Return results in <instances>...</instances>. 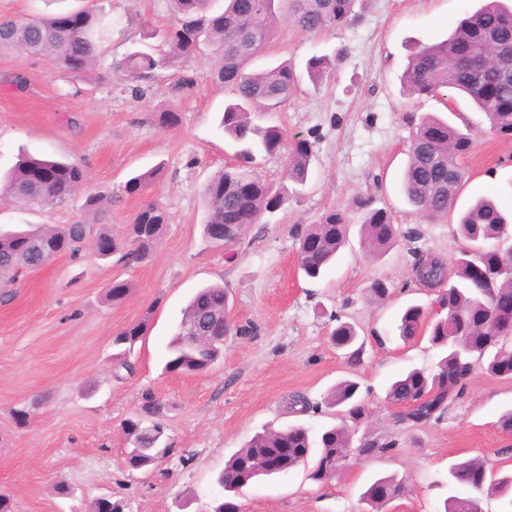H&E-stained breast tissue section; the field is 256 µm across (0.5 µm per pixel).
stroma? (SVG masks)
<instances>
[{"instance_id": "1", "label": "stroma", "mask_w": 512, "mask_h": 512, "mask_svg": "<svg viewBox=\"0 0 512 512\" xmlns=\"http://www.w3.org/2000/svg\"><path fill=\"white\" fill-rule=\"evenodd\" d=\"M482 0H355L345 25L317 33L280 22L255 64L292 63L299 77L286 101L266 113L285 143L307 138L313 158L307 183L268 222L247 227L231 249L209 247L202 236V188L232 162L234 148L218 128L229 92L212 76L215 51L207 46L191 64L196 85L169 92L175 69L132 96L109 68L153 29L174 22L170 0H103L110 26L99 65L85 81L67 78L46 57L0 48V174L18 155L48 156L79 165L83 186L66 201L46 206L0 204V229L65 225L91 218L88 196L101 197L95 218L122 236L144 203L166 210L161 239L143 262L100 259L85 246L79 259L62 254L13 286L0 304V494L14 512H90L98 496L124 500L129 512H208L223 490L215 482L224 463L255 433L299 424L312 438L341 422L322 408L328 390L353 376L366 416L354 441L377 436L393 451L350 459L322 485L306 467L263 478L234 494L239 512H360V495L377 477L405 479L406 494L387 512H442L449 467L474 456L496 472L512 470V437L498 428L512 409V379L475 366L462 396L445 418L412 429L394 426L385 400L400 373L434 371L441 352L427 338L403 342L395 327L411 305L431 311L435 291L413 271L415 253L453 261L464 248L455 232L458 213L476 198H496L512 212V143L496 138L483 113L457 94L406 96L400 75L419 44L445 38ZM339 54L333 75L313 84L308 60ZM174 109L179 122L161 126L156 114ZM424 115L457 123L472 139L461 159L465 173L452 212L427 222L412 214L401 192L415 124ZM163 170L145 193L130 195L126 181L155 165ZM370 196L393 216L402 238L387 254L370 256L362 243V213ZM331 209L351 226L336 263L318 280L298 265V226L317 223ZM132 282L123 303L106 298L114 280ZM385 281L387 299L371 287ZM219 283L230 292L233 323L253 324V336L229 334L224 356L197 374L164 372L166 347L193 292ZM146 321L124 379L113 376L112 337ZM354 326L362 346L357 370L336 347L337 321ZM169 405L166 454L144 469L129 468L124 420L144 393ZM302 395L318 412L293 414ZM30 411L16 425L12 411ZM65 481L72 496L57 495Z\"/></svg>"}]
</instances>
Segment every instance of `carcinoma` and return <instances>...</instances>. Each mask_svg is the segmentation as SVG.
Listing matches in <instances>:
<instances>
[{
	"label": "carcinoma",
	"instance_id": "carcinoma-1",
	"mask_svg": "<svg viewBox=\"0 0 512 512\" xmlns=\"http://www.w3.org/2000/svg\"><path fill=\"white\" fill-rule=\"evenodd\" d=\"M174 24L162 33L156 47H136L127 52L114 69L120 77L149 81L169 68L181 70L172 85L176 97L190 91L195 78L189 64L200 45L215 46V76L229 89L220 128L237 146L234 161L211 176L204 185L206 205L204 224H228L236 238L246 226L266 214L280 211L288 201V188L276 187L257 172V160L284 151L283 132L277 126L256 122L259 107L271 109L288 99L297 77L292 67L251 70L250 64L270 40L278 14H286L294 25L308 32L347 23L352 17L353 0H227L222 11L213 10V0H172ZM104 17L95 6L73 9L26 20L0 19V46L15 47L34 56H48L74 80L90 77L101 54ZM333 63L326 57L312 58L309 78L321 82ZM401 82L410 95L438 96L449 90L468 97L485 114L490 131L504 141H512V9L501 0H484L462 19L447 38L422 45L408 59ZM472 147L469 134L447 121L427 116L417 124L404 171L401 188L415 213L429 220L448 214L456 199L464 173L459 159ZM313 144L307 138L294 141L286 153V179L306 182ZM154 168L127 180L125 189L141 192L152 182ZM85 180L84 170L73 163L25 155L0 180V200L28 205H49L64 201ZM364 211L362 236L371 252L383 254L398 240V230L390 214L373 207L369 197L357 201ZM167 212L153 204L137 212L126 236L118 240L110 232L86 221L57 228H35L0 232V279L13 284L27 271L39 266L41 251L57 256L80 255L90 240L112 241V253L131 263L147 258L157 244ZM509 219L497 203L481 197L460 216L457 231L469 248L452 265L421 255L415 271L425 272L426 280L441 287L439 310L428 320L421 307H408L397 326L401 340L409 342L424 332L432 346L443 351L437 371L412 369L395 379L385 399L402 410L394 415L397 426H418L444 419L449 407L462 395L465 380L478 363L492 376L512 379V350L497 346L500 338L512 335V323L498 320L496 306L512 298V283L502 270L501 259L509 249L488 248L489 239L508 234ZM349 222L342 211L331 210L316 224L296 230L299 240V268L310 279L319 278L336 259L348 235ZM133 284L115 281L106 291L114 304L125 301ZM230 307L223 286L211 284L198 289L182 309L173 338L167 345V372L200 373L218 362L224 352V316ZM151 313L144 319L116 332L112 346L115 377L132 371L128 355L143 337ZM218 318L219 335L199 346L187 343V330L195 323ZM359 384L353 380L337 383L324 400L327 407H339L345 422L325 430L319 440L310 438L301 426L266 429L255 434L225 462L217 483L227 492H237L267 476L264 464L284 459L283 468L309 463L314 445L320 453L309 478L317 483L333 480L351 456L372 457L394 449V443L366 437L352 447L349 424L365 415L358 397ZM159 398L142 395L144 416L129 418L123 434L131 445L128 463L133 468L152 466L164 453L160 446L164 428L155 417ZM448 483L470 489L467 495H450L443 512H483L485 498L500 502V512H512V473L499 475L484 461L471 458L452 465ZM406 493L403 480L395 476L374 479L360 495L363 512H385L391 501Z\"/></svg>",
	"mask_w": 512,
	"mask_h": 512
}]
</instances>
